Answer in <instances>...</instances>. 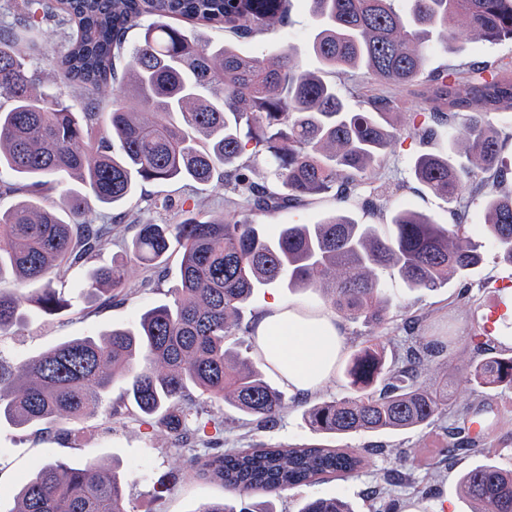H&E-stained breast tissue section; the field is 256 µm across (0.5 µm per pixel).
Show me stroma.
<instances>
[{"label":"stroma","mask_w":512,"mask_h":512,"mask_svg":"<svg viewBox=\"0 0 512 512\" xmlns=\"http://www.w3.org/2000/svg\"><path fill=\"white\" fill-rule=\"evenodd\" d=\"M316 22L303 0H292L286 24L251 38H240L231 32L208 28L197 29L199 38L211 43L227 42L250 55H269L285 44H293L300 61L310 69L319 62L308 50ZM459 50L454 54L435 51L429 70L445 69L467 76L474 65L512 60V41L495 44L472 40L465 26H458ZM336 91L355 111L365 110L369 95L380 92L381 85L365 79L363 72L333 74L330 77ZM398 127L403 134L395 146L388 149L377 164L376 171L391 193V207L408 206L421 211L441 224H450L454 216L446 200L435 196L417 183L412 173L416 156L426 150L447 149L448 135H440L425 145L409 139L421 102L410 93H403L398 107ZM179 185H145L142 192L127 202L126 212L139 213L146 209L147 196L180 194ZM194 197L201 210L211 216L227 214V190L219 183L199 185L185 190ZM361 188L359 197L341 200L334 194H320L306 202L256 215V223L276 229L282 224H315L328 214L346 212L360 224H385L390 220L389 209L374 213L365 211L359 201L368 195ZM482 265L467 278L457 279L437 290H410L391 272L381 270L377 276L393 300L386 325L377 334L388 357L398 356L406 333L405 320H415V335L448 339V349L424 368L426 385L447 384L451 396L449 410L461 403L483 398L494 410L497 422L482 446L486 455L500 467L512 469V392L487 390L475 395L464 368L475 357L474 333L478 328L488 296L499 282L512 281V265L500 262L492 245H485ZM181 255L171 252L157 274L147 275L142 265L129 264V280L138 285V293L122 302L109 305L90 304L80 294L84 271L70 275L65 295L70 309L53 316L30 313L27 322L14 333L0 338V355L9 359H24L38 355L58 343L79 336L98 335L114 326H131L146 308L166 300L167 292L178 280ZM469 290V301L458 298L459 291ZM346 390L341 377H334L313 398H340ZM310 398V399H313ZM310 399L285 395L284 408L273 427L259 429L250 418L224 405H213L210 412L224 422V445L228 448H250L257 444L268 446L302 445L317 442L318 437L305 425L302 414ZM446 423L439 420L421 428L395 435H352L339 437L337 448H368L369 464L347 477L324 478L293 490L279 493L252 494L248 503L252 512H298L303 500L340 496L350 501L355 512H373L374 487L380 484L387 471L399 464L400 455L414 460L413 474L405 486L395 489L401 512H470V505L456 492L459 474L475 464L472 456H459L450 464L440 462L439 450L446 437ZM80 440L46 439L38 427L24 429L0 424V512H10L13 496L20 484L43 463L50 460L78 462L87 458L118 469L125 486L129 512H197L213 500L226 498L227 490L217 482L194 477L185 460L167 453L169 436L165 428L140 424L130 414L109 419L94 417L82 425Z\"/></svg>","instance_id":"stroma-1"}]
</instances>
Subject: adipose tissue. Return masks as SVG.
I'll return each mask as SVG.
<instances>
[{
  "mask_svg": "<svg viewBox=\"0 0 512 512\" xmlns=\"http://www.w3.org/2000/svg\"><path fill=\"white\" fill-rule=\"evenodd\" d=\"M256 337L265 361L297 396L314 393L334 378L346 349L335 310L311 309L276 297L267 301L258 318Z\"/></svg>",
  "mask_w": 512,
  "mask_h": 512,
  "instance_id": "obj_1",
  "label": "adipose tissue"
}]
</instances>
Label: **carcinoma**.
Segmentation results:
<instances>
[{
  "mask_svg": "<svg viewBox=\"0 0 512 512\" xmlns=\"http://www.w3.org/2000/svg\"><path fill=\"white\" fill-rule=\"evenodd\" d=\"M17 6L0 24V197L24 199L0 210V278L41 282L34 293L0 292V337L21 327L31 310L55 315L70 306L54 286L87 267L82 291L89 301L136 293L128 260L93 266L112 225L84 220L93 205L113 208L144 184L219 178L238 197L225 216H208L189 203L156 198L147 210H177L178 224L141 222L128 256L160 266L171 243L181 251L180 279L171 299L140 314L131 327L61 342L29 359L0 356V422L18 428L46 425L49 438H69L66 425L98 414L116 379L140 417L164 412L168 452L190 456L198 477L247 497L306 486L326 474H348L364 463L359 448L321 444L235 449L220 447L224 421L206 410L224 404L273 425L282 394L238 350L243 309L255 292L288 276L286 288L318 293L326 306L373 328L387 323L392 306L374 270L387 269L410 289L444 288L474 271L483 243L512 264V188L501 158L494 118L512 110V62L483 65L469 78L425 75L433 49L457 51L455 23L476 41L512 39V0H307L320 25L312 52L329 70H365L376 81L414 91L428 120L410 137L431 140L437 128L458 129L466 162L448 153H421L415 179L459 208L455 224H440L410 209L394 211L384 229L343 213L316 224H284L274 235L253 222L269 212L336 191L348 199L373 183L381 155L396 139L395 99L379 96L369 110H350L336 86L309 71L288 46L274 57L245 55L210 44L183 24L251 37L284 24L290 0H6ZM143 31L126 52L127 35ZM65 48L49 60L47 83L27 65L42 55L50 35ZM426 80H421L422 76ZM81 111L66 103L70 89ZM133 100L141 110L128 105ZM272 166L254 178L259 160ZM59 193L61 205L37 199ZM470 196H465V192ZM482 196L481 239L466 224L469 204ZM468 366L477 386L512 390V348L484 346ZM447 349L441 337H411L391 366L378 337L369 336L347 359L348 394L318 400L305 425L326 436L380 435L422 428L448 404V383L422 381V367ZM198 399H190L191 391ZM490 406L467 402L455 412L445 458L482 452L471 424L493 425ZM205 446L187 447L188 438ZM476 512H512V470L486 460L458 480ZM11 512H128L123 483L95 460L43 464L23 484ZM298 512H354L340 498L303 501Z\"/></svg>",
  "mask_w": 512,
  "mask_h": 512,
  "instance_id": "carcinoma-1",
  "label": "carcinoma"
}]
</instances>
